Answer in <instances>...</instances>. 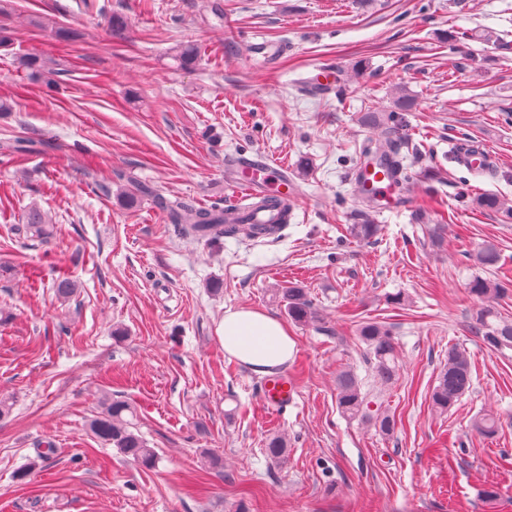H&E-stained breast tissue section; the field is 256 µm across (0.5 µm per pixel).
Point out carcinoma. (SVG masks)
<instances>
[{"instance_id": "1", "label": "carcinoma", "mask_w": 512, "mask_h": 512, "mask_svg": "<svg viewBox=\"0 0 512 512\" xmlns=\"http://www.w3.org/2000/svg\"><path fill=\"white\" fill-rule=\"evenodd\" d=\"M198 56L197 49L191 44H182L173 50L172 59L176 66L188 68ZM24 67L35 79L48 83L55 82L57 70L48 66L47 62L38 56L23 59ZM368 124L380 129L376 139H370L363 144L362 152L366 155H377L390 150L397 156L394 170L396 181L407 184V165L404 157L400 156L402 142L396 138L394 122L385 119L375 112L369 113ZM169 221L182 226L185 234L197 239L208 240L213 236L235 237L257 240L274 236L282 231L284 225L278 228L260 227L248 224L235 216V213L217 206H196L187 201L165 202ZM419 209L432 211L437 216V224L431 229L435 239H440L444 225L448 223V213L443 201L429 194L421 198ZM24 228L36 237L47 238L50 235V225L46 217L38 209H31L26 215ZM380 231L377 224H353L351 235L360 241H369ZM507 285L481 277H476L470 284L471 293L482 300H494L501 296ZM281 302L285 303L288 317L297 324L318 321V313L308 298L305 289L296 285L278 289ZM478 331L482 341L491 349L501 350L512 347V321L497 320L492 310L483 309L477 314ZM359 337L366 345L367 355L375 376L383 384L390 383L397 375L395 362L396 343L390 329L376 322H366L358 329ZM472 385V364L466 352L451 347L448 349V361L444 365L431 392L432 408L445 413L452 408ZM337 406L341 413L350 419H370L385 433L393 430L395 420L385 413L371 412L367 396L361 392L356 376L345 371L337 379ZM136 412L123 400L108 402L101 414L90 424L91 433L100 441L109 444L129 461L144 469H151L157 461L154 449L148 447L141 435L134 431L133 420ZM499 419L491 414H483L475 418L473 428L486 436L494 435L498 430ZM266 454L274 461H283L288 456V443L282 436L271 437L266 445Z\"/></svg>"}]
</instances>
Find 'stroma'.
<instances>
[{
    "mask_svg": "<svg viewBox=\"0 0 512 512\" xmlns=\"http://www.w3.org/2000/svg\"><path fill=\"white\" fill-rule=\"evenodd\" d=\"M127 23L108 29L110 15ZM72 30L66 42L57 27ZM0 512H512V349L473 331L477 276L512 281V0H0ZM195 64L177 68L174 47ZM34 54L54 84L21 65ZM412 111H398V92ZM393 115L415 195L428 186L452 224L374 208L358 223L351 174L371 129ZM31 142L30 151L6 143ZM487 144L498 169L462 165L455 145ZM286 163L297 198L280 238L197 240L157 198L228 204L231 160ZM442 182L429 183V172ZM149 194L128 207L125 192ZM493 194L502 208H478ZM54 235L20 231L28 209ZM500 260L475 261L486 243ZM74 295L56 297L59 277ZM306 288L320 324L288 329L285 409L261 398L264 375L229 359L216 337L227 310L287 321L277 288ZM404 294L403 304L390 303ZM397 339L398 372L380 384L360 323ZM473 386L440 414L430 395L449 347ZM353 370L392 433L344 417L336 379ZM136 410L154 468L89 430L104 399ZM483 413L501 426L472 428ZM288 441L277 463L272 435ZM54 450L45 453V441Z\"/></svg>",
    "mask_w": 512,
    "mask_h": 512,
    "instance_id": "1",
    "label": "stroma"
}]
</instances>
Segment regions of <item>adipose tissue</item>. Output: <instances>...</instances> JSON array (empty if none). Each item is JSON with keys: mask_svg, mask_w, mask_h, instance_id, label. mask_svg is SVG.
Here are the masks:
<instances>
[{"mask_svg": "<svg viewBox=\"0 0 512 512\" xmlns=\"http://www.w3.org/2000/svg\"><path fill=\"white\" fill-rule=\"evenodd\" d=\"M216 337L226 356L258 374H270L287 365L296 348L282 322L252 308L226 311Z\"/></svg>", "mask_w": 512, "mask_h": 512, "instance_id": "obj_1", "label": "adipose tissue"}]
</instances>
